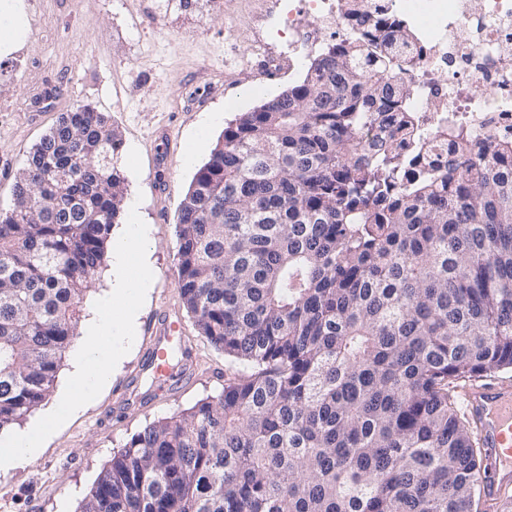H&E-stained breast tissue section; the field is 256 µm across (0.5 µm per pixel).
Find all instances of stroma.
<instances>
[{
  "label": "stroma",
  "instance_id": "1",
  "mask_svg": "<svg viewBox=\"0 0 512 512\" xmlns=\"http://www.w3.org/2000/svg\"><path fill=\"white\" fill-rule=\"evenodd\" d=\"M24 35L0 46V207L32 148L62 112L90 104L122 135L118 165L126 194L148 228L153 288L139 310L175 311L194 374L159 389L146 362L151 338L133 347L102 386L16 468L0 471V512H76L103 466L146 425L221 394L229 363L199 335L177 285L178 206L226 122L260 106L304 75L322 49L312 18L304 57L276 79L262 78L241 50L290 34L271 0H20ZM219 114L194 166L185 156L210 114Z\"/></svg>",
  "mask_w": 512,
  "mask_h": 512
}]
</instances>
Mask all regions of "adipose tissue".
<instances>
[{
  "instance_id": "adipose-tissue-1",
  "label": "adipose tissue",
  "mask_w": 512,
  "mask_h": 512,
  "mask_svg": "<svg viewBox=\"0 0 512 512\" xmlns=\"http://www.w3.org/2000/svg\"><path fill=\"white\" fill-rule=\"evenodd\" d=\"M124 207L133 220L125 236L113 246V266L118 274L111 280L109 291L97 300V317L87 326L78 352L79 388L59 399L53 414L57 421L108 382L113 364L135 334L137 307L152 287L150 263L143 251L146 230L135 220V199L125 200Z\"/></svg>"
}]
</instances>
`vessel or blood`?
<instances>
[{
  "instance_id": "obj_1",
  "label": "vessel or blood",
  "mask_w": 512,
  "mask_h": 512,
  "mask_svg": "<svg viewBox=\"0 0 512 512\" xmlns=\"http://www.w3.org/2000/svg\"><path fill=\"white\" fill-rule=\"evenodd\" d=\"M178 329L175 314L159 313L149 368L162 383L168 382L171 375L166 356ZM463 400L467 412L480 422L478 439L486 456L481 484L489 504L493 505L512 486V387L498 383L474 385L465 391Z\"/></svg>"
}]
</instances>
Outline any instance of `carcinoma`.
<instances>
[{
	"label": "carcinoma",
	"mask_w": 512,
	"mask_h": 512,
	"mask_svg": "<svg viewBox=\"0 0 512 512\" xmlns=\"http://www.w3.org/2000/svg\"><path fill=\"white\" fill-rule=\"evenodd\" d=\"M358 33L224 128L178 209L176 268L224 391L147 425L78 512H487L457 389L512 369V142L453 128L411 178L409 25ZM122 138L79 104L0 209V434L52 393L120 222Z\"/></svg>",
	"instance_id": "1"
}]
</instances>
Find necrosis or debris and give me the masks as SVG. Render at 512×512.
Segmentation results:
<instances>
[{"label": "necrosis or debris", "instance_id": "obj_1", "mask_svg": "<svg viewBox=\"0 0 512 512\" xmlns=\"http://www.w3.org/2000/svg\"><path fill=\"white\" fill-rule=\"evenodd\" d=\"M275 0L285 22L299 29L301 12L332 19L330 39L350 28L336 0ZM478 10H471V3ZM396 15L416 20L415 63L405 77L415 88L411 107L417 126L430 138L419 167L447 170L454 145L448 130L464 125L479 140H512V0H392ZM471 25L473 37L457 40L456 29ZM472 79L463 89L461 75Z\"/></svg>", "mask_w": 512, "mask_h": 512}]
</instances>
